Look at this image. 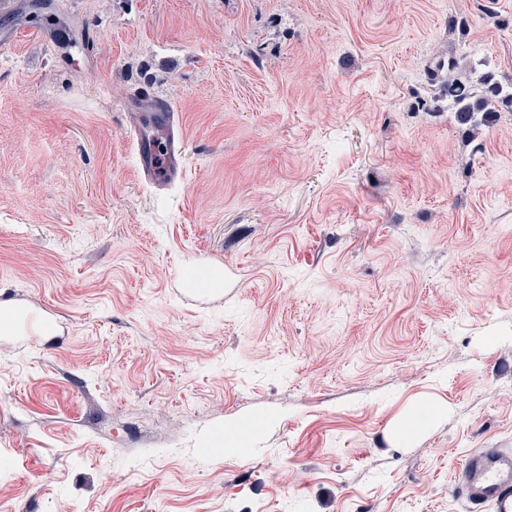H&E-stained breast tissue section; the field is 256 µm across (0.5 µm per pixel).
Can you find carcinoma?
Here are the masks:
<instances>
[{
    "label": "carcinoma",
    "instance_id": "1",
    "mask_svg": "<svg viewBox=\"0 0 512 512\" xmlns=\"http://www.w3.org/2000/svg\"><path fill=\"white\" fill-rule=\"evenodd\" d=\"M459 60L450 55L438 62V71L444 73V91L455 103L458 117L464 124L480 126L503 106H512V84L505 86L493 74L486 72L479 78L482 90L459 75Z\"/></svg>",
    "mask_w": 512,
    "mask_h": 512
}]
</instances>
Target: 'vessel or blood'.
Masks as SVG:
<instances>
[{
	"label": "vessel or blood",
	"mask_w": 512,
	"mask_h": 512,
	"mask_svg": "<svg viewBox=\"0 0 512 512\" xmlns=\"http://www.w3.org/2000/svg\"><path fill=\"white\" fill-rule=\"evenodd\" d=\"M140 168L146 178L158 168L177 175L182 168V153L175 149L158 152L147 145L145 133H138ZM469 505V512H512V450L486 448L466 458L454 487Z\"/></svg>",
	"instance_id": "obj_1"
}]
</instances>
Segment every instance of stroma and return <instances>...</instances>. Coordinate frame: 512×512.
Wrapping results in <instances>:
<instances>
[{"label":"stroma","instance_id":"obj_1","mask_svg":"<svg viewBox=\"0 0 512 512\" xmlns=\"http://www.w3.org/2000/svg\"><path fill=\"white\" fill-rule=\"evenodd\" d=\"M0 13V512H468L512 448V0ZM182 130L140 174L133 94ZM219 268L216 291L190 268ZM437 69L444 72V91L448 100L455 103L463 124H486L495 112H500L502 105H510L512 111V84L505 87L492 73L486 72L478 80L482 87L479 91L471 81L459 75L460 63L453 55L440 59ZM137 145L139 152L140 168L143 175L148 179L157 177V161L162 158L166 176H175L179 170H182V153L180 150L169 148L165 151V155L158 157V150L155 145L148 147L146 143V134L143 131V126L136 127ZM0 334L2 336L11 335L22 330L26 323H29L35 329L38 336H47L48 324H44L38 318H32L24 310L5 308L1 311ZM470 512H512V450L484 448L466 458L454 487Z\"/></svg>","mask_w":512,"mask_h":512}]
</instances>
